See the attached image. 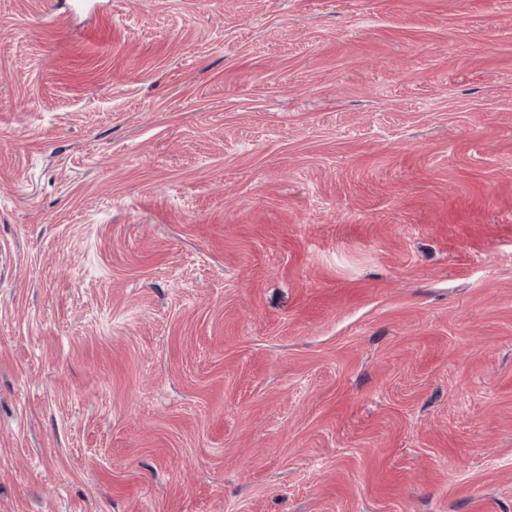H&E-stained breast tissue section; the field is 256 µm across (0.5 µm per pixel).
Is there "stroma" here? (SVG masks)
I'll return each mask as SVG.
<instances>
[{"label": "stroma", "mask_w": 512, "mask_h": 512, "mask_svg": "<svg viewBox=\"0 0 512 512\" xmlns=\"http://www.w3.org/2000/svg\"><path fill=\"white\" fill-rule=\"evenodd\" d=\"M0 512H512V0H0Z\"/></svg>", "instance_id": "35a3bbf8"}]
</instances>
